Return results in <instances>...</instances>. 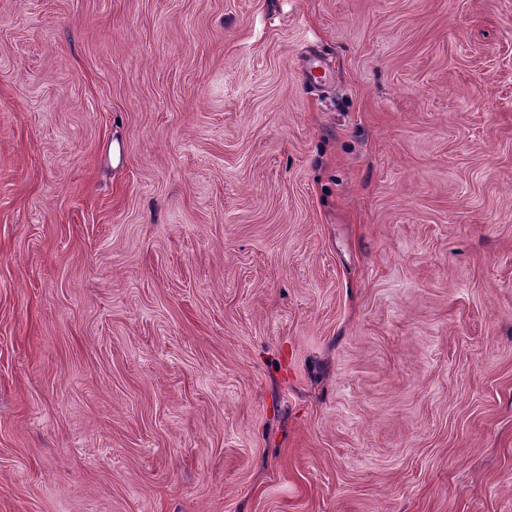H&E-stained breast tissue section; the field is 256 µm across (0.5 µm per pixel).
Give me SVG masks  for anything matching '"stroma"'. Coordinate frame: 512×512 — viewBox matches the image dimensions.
<instances>
[{
	"instance_id": "obj_1",
	"label": "stroma",
	"mask_w": 512,
	"mask_h": 512,
	"mask_svg": "<svg viewBox=\"0 0 512 512\" xmlns=\"http://www.w3.org/2000/svg\"><path fill=\"white\" fill-rule=\"evenodd\" d=\"M0 512H512V0H0Z\"/></svg>"
}]
</instances>
